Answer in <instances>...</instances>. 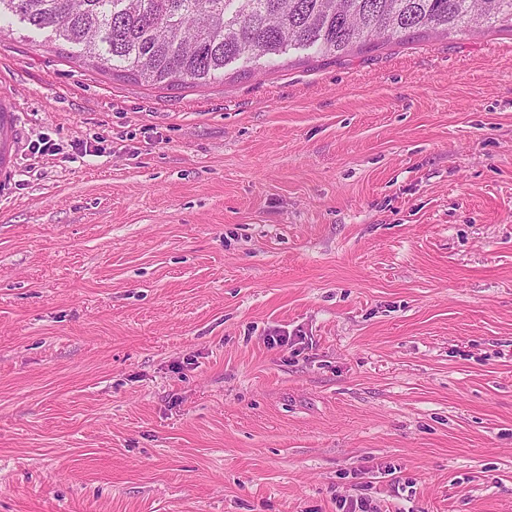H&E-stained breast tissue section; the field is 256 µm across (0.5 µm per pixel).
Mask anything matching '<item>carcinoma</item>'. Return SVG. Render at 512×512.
I'll list each match as a JSON object with an SVG mask.
<instances>
[{
	"label": "carcinoma",
	"instance_id": "cac0c4a2",
	"mask_svg": "<svg viewBox=\"0 0 512 512\" xmlns=\"http://www.w3.org/2000/svg\"><path fill=\"white\" fill-rule=\"evenodd\" d=\"M3 13L51 30L101 70L168 86L290 50L336 55L420 30L512 28V0H0Z\"/></svg>",
	"mask_w": 512,
	"mask_h": 512
}]
</instances>
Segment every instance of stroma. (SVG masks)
<instances>
[{
	"instance_id": "1",
	"label": "stroma",
	"mask_w": 512,
	"mask_h": 512,
	"mask_svg": "<svg viewBox=\"0 0 512 512\" xmlns=\"http://www.w3.org/2000/svg\"><path fill=\"white\" fill-rule=\"evenodd\" d=\"M0 106V512H512L511 30Z\"/></svg>"
}]
</instances>
